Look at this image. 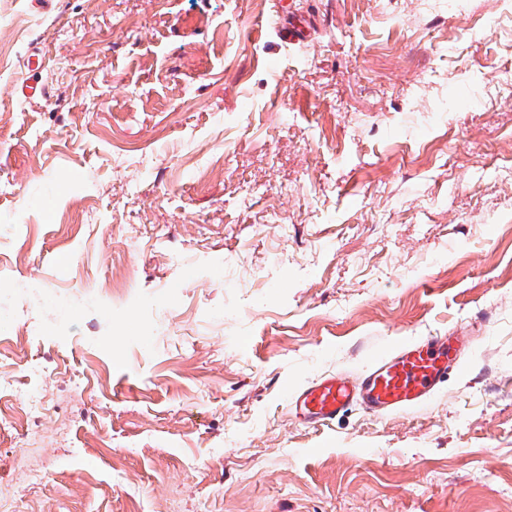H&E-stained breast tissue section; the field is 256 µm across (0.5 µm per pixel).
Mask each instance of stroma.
Listing matches in <instances>:
<instances>
[{
  "label": "stroma",
  "instance_id": "1",
  "mask_svg": "<svg viewBox=\"0 0 512 512\" xmlns=\"http://www.w3.org/2000/svg\"><path fill=\"white\" fill-rule=\"evenodd\" d=\"M457 4L0 0L15 512H512V14ZM448 329L421 411L283 398Z\"/></svg>",
  "mask_w": 512,
  "mask_h": 512
}]
</instances>
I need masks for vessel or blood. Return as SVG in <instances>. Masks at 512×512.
I'll return each instance as SVG.
<instances>
[{
  "label": "vessel or blood",
  "mask_w": 512,
  "mask_h": 512,
  "mask_svg": "<svg viewBox=\"0 0 512 512\" xmlns=\"http://www.w3.org/2000/svg\"><path fill=\"white\" fill-rule=\"evenodd\" d=\"M461 360L459 339L438 332L399 343L353 379L324 374L287 394L295 415L309 425H327L353 408L378 417L422 407L439 392Z\"/></svg>",
  "instance_id": "obj_1"
}]
</instances>
